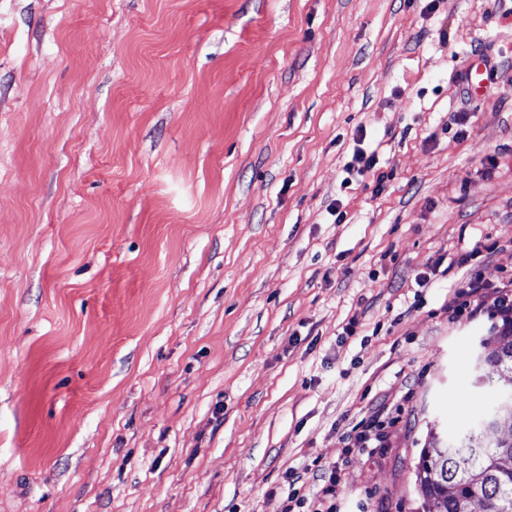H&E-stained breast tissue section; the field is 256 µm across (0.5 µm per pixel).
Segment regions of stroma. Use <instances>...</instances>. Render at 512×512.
Wrapping results in <instances>:
<instances>
[{
	"instance_id": "obj_1",
	"label": "stroma",
	"mask_w": 512,
	"mask_h": 512,
	"mask_svg": "<svg viewBox=\"0 0 512 512\" xmlns=\"http://www.w3.org/2000/svg\"><path fill=\"white\" fill-rule=\"evenodd\" d=\"M472 276L512 282V0H0V512H282L314 463L425 512L498 377ZM390 414L389 408L384 407L373 411L367 419L363 418L357 425V429L361 430L355 436V448H378V445L371 446L372 441L381 443L383 439V433L379 432V421L377 420L384 415L389 417Z\"/></svg>"
}]
</instances>
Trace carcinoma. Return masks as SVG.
I'll list each match as a JSON object with an SVG mask.
<instances>
[{
  "mask_svg": "<svg viewBox=\"0 0 512 512\" xmlns=\"http://www.w3.org/2000/svg\"><path fill=\"white\" fill-rule=\"evenodd\" d=\"M483 361L508 376L492 409L455 439L432 436L416 466V483L428 512H512V318L492 326L483 342ZM508 431L495 440L488 433Z\"/></svg>",
  "mask_w": 512,
  "mask_h": 512,
  "instance_id": "obj_1",
  "label": "carcinoma"
}]
</instances>
